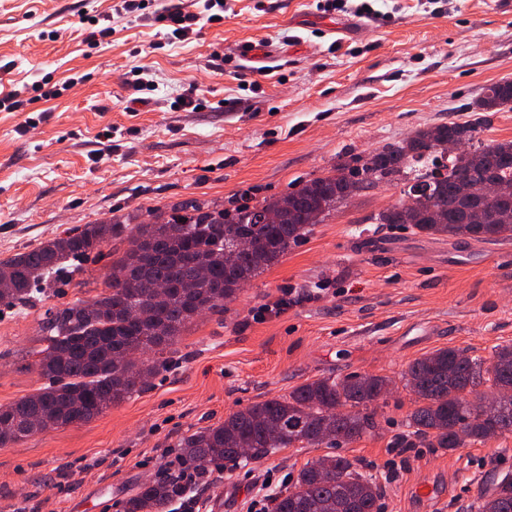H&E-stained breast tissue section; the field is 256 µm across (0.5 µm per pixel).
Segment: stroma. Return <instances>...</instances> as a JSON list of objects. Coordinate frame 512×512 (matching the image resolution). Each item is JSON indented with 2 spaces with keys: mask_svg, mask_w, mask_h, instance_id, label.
<instances>
[{
  "mask_svg": "<svg viewBox=\"0 0 512 512\" xmlns=\"http://www.w3.org/2000/svg\"><path fill=\"white\" fill-rule=\"evenodd\" d=\"M120 0H0V261L65 229L131 224L188 199L232 206L279 196L337 165L446 123L481 122L512 139V110L485 112L487 85L512 80V0H226L224 19L179 40ZM112 27L99 46L87 21ZM272 52L241 64L243 44ZM56 94L33 99V83ZM198 106H184L189 85ZM26 106L11 111V99ZM381 185L339 207L278 263L186 326L178 354L138 396L80 425L0 447V512H123L182 438L319 377L385 376L375 426L343 453L383 489L382 512H474L480 490L512 476V436L448 451L400 448L414 397L401 375L443 348L490 357L512 345V237L435 239L374 216L401 201ZM87 285L0 310V405L43 386L35 364L44 312ZM306 296L249 321L280 288ZM323 445L209 468L201 512H247L288 489ZM151 459L148 468L140 467ZM434 497H417L418 482Z\"/></svg>",
  "mask_w": 512,
  "mask_h": 512,
  "instance_id": "obj_1",
  "label": "stroma"
}]
</instances>
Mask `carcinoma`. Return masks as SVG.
Masks as SVG:
<instances>
[{"label":"carcinoma","instance_id":"obj_1","mask_svg":"<svg viewBox=\"0 0 512 512\" xmlns=\"http://www.w3.org/2000/svg\"><path fill=\"white\" fill-rule=\"evenodd\" d=\"M512 105V80L484 89L480 107L499 111ZM478 125L448 122L415 131L378 150L380 166L340 164L326 175L299 184L281 196L244 202L232 208L190 199L149 211L151 221L133 226L109 218L66 229L38 247L0 262V303L29 306L38 287H50L61 271H77L76 262L125 237L122 256L112 261L103 291L48 310L36 364L46 383L35 392L0 408V447L6 448L49 426L88 422L113 404L141 393L147 378L178 353L182 329L205 310L224 309L241 281H248L279 261L291 245L310 231L306 217L321 224L342 204L346 182L360 189L403 186L416 203L400 202L375 217L378 224L412 227L429 236L466 237L478 243L512 236V221L502 218L508 205L471 202L461 186L493 173L512 182V140L482 143ZM470 147L454 155L441 146L448 138ZM243 235L254 249L225 265L228 252ZM404 386L415 395L407 416L404 448L453 451L489 438L512 434V345L491 357L446 348L408 364ZM392 381L384 376L348 375L307 381L285 396L255 402L224 422L184 437L179 458L185 465L206 459L218 468L239 458L248 444L252 458L298 443L350 444L374 427L378 402ZM496 400L494 412L476 415L469 396ZM507 485L479 497L475 512H512ZM184 487L175 480L140 486L124 512H169ZM350 497L356 512H381V489L356 462L327 455L305 464L294 484L275 498L273 512H292L294 499L307 512H328Z\"/></svg>","mask_w":512,"mask_h":512}]
</instances>
